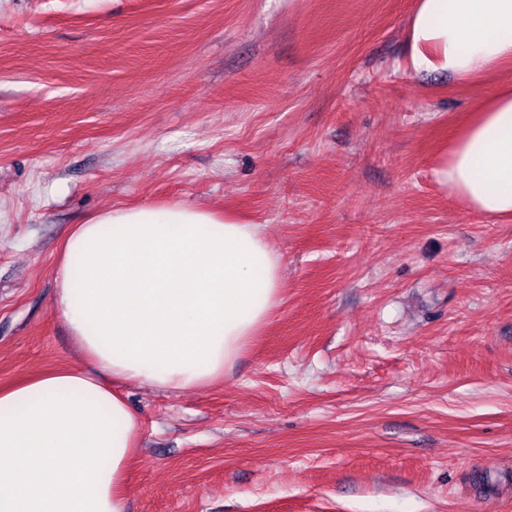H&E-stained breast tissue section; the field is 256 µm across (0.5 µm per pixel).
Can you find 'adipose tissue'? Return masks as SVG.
<instances>
[{
    "mask_svg": "<svg viewBox=\"0 0 512 512\" xmlns=\"http://www.w3.org/2000/svg\"><path fill=\"white\" fill-rule=\"evenodd\" d=\"M407 67L477 81L512 66V0H414ZM469 211L512 220V80L435 170ZM281 260L259 225L184 204L69 227L54 307L86 365L0 390V512H124L139 422L119 387L203 390L270 321Z\"/></svg>",
    "mask_w": 512,
    "mask_h": 512,
    "instance_id": "1",
    "label": "adipose tissue"
}]
</instances>
